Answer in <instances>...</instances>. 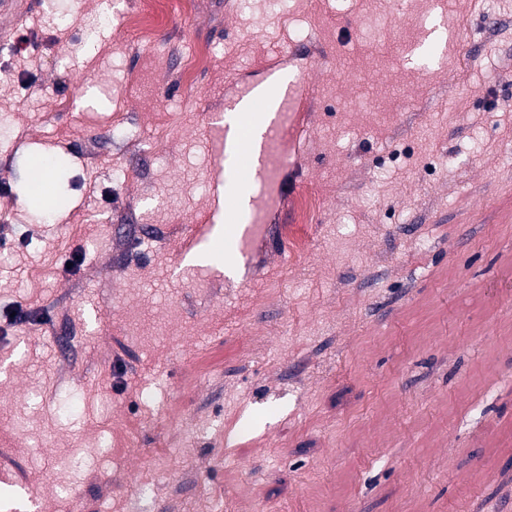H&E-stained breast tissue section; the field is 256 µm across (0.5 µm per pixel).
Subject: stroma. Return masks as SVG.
Returning <instances> with one entry per match:
<instances>
[{
	"label": "stroma",
	"mask_w": 512,
	"mask_h": 512,
	"mask_svg": "<svg viewBox=\"0 0 512 512\" xmlns=\"http://www.w3.org/2000/svg\"><path fill=\"white\" fill-rule=\"evenodd\" d=\"M142 2L4 25L0 512H512V0H196L148 44L113 18ZM281 48L312 110L216 278L181 251L224 220L210 124ZM217 49L211 44H197L191 57L180 74V83L186 90H192L197 84L200 71L209 69L216 57Z\"/></svg>",
	"instance_id": "stroma-1"
}]
</instances>
